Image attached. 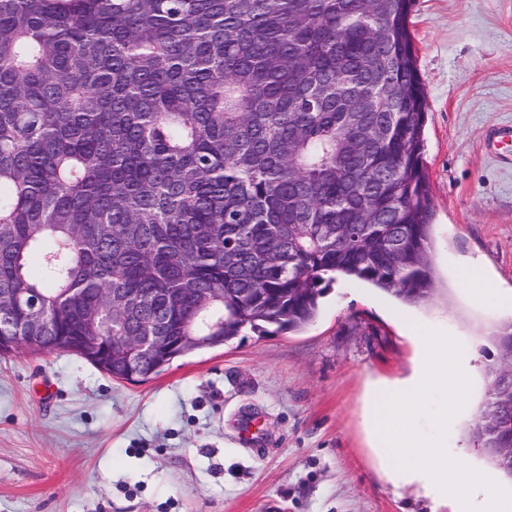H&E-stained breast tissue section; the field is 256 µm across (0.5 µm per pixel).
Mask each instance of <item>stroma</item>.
I'll return each instance as SVG.
<instances>
[{"label":"stroma","mask_w":512,"mask_h":512,"mask_svg":"<svg viewBox=\"0 0 512 512\" xmlns=\"http://www.w3.org/2000/svg\"><path fill=\"white\" fill-rule=\"evenodd\" d=\"M411 30L428 104L435 293L410 307L328 281L301 330L245 329L138 383L64 351L0 357V512H428L388 481L361 422L370 382L409 369L402 316L478 354L447 451L488 470L467 434L501 358L492 336L512 312L458 282L476 260L512 291V159L487 141L512 126V0H415Z\"/></svg>","instance_id":"stroma-1"}]
</instances>
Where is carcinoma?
Instances as JSON below:
<instances>
[{"label":"carcinoma","mask_w":512,"mask_h":512,"mask_svg":"<svg viewBox=\"0 0 512 512\" xmlns=\"http://www.w3.org/2000/svg\"><path fill=\"white\" fill-rule=\"evenodd\" d=\"M414 0H0V294L67 318L116 379L112 343L165 317L199 350L248 328L296 331L338 273L408 304L434 291L427 98ZM392 89L372 112L363 93ZM40 253L43 276L27 265ZM97 288L156 304L115 327ZM171 288H218L213 333ZM512 440V389L491 383L469 435Z\"/></svg>","instance_id":"cac0c4a2"}]
</instances>
